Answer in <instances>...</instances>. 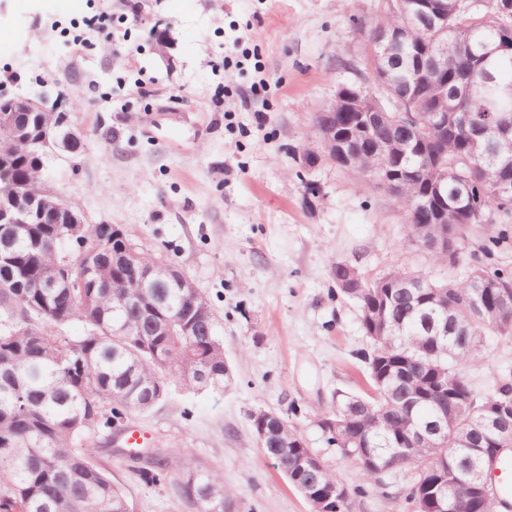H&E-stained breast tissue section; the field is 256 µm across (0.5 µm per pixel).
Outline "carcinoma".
Listing matches in <instances>:
<instances>
[{
    "mask_svg": "<svg viewBox=\"0 0 512 512\" xmlns=\"http://www.w3.org/2000/svg\"><path fill=\"white\" fill-rule=\"evenodd\" d=\"M438 14L443 24L434 27L431 17ZM352 22L368 28L373 74L384 76L395 99L412 91L403 111L420 113V122L378 123L364 133L359 113L342 111L338 101L336 111L314 115L318 150L305 153L314 164L330 158L325 135L333 129L353 132L362 152L350 165L334 160L336 166L377 191L382 175L407 182L392 196L406 221L404 244L450 267L465 261L468 274L460 281L426 278L411 293L400 287L409 270L352 281L341 264L333 265L336 296L358 305L370 340L359 356L372 389L370 396L345 398L329 415L348 418L347 446L337 451L353 463L372 457V465L359 467L366 480L392 470L409 472L403 497L411 512H434L442 493L448 497L443 512H497L502 492L484 497L469 477L493 464L475 452L486 439L481 418L495 404L512 407V371L487 396L474 391L466 371L483 362L485 337L512 340V302L499 303L501 293H512V271L489 262V248L469 249L467 231L477 222L512 224V198L494 191L501 176L512 177V169L503 171L488 158L486 143L463 131L445 140L432 136L426 113L442 98L457 103L461 91L475 122L492 123L502 114L512 118V52L479 55L485 45L512 47V0H406L371 24ZM53 124L59 137L70 139L68 149H76L79 137L62 113ZM45 154L38 145L13 153L8 173L0 171V203L8 187L17 194L43 189ZM441 181L450 191L459 182L470 187L466 200L448 204L443 215L461 242L453 259L425 246L439 228L430 223L424 202ZM87 239L99 246L89 260L82 251ZM1 251L11 261L0 264V512H135L105 466L93 460L92 435L153 408L167 397L172 381L186 391L224 389V342L210 302L193 283L162 277L119 304L115 295L133 282L132 271L154 265L156 258L110 224H26L13 238L0 235ZM79 275L83 287L70 285ZM186 307L193 309V324L185 333L176 321ZM439 319L448 321L451 340L435 335ZM73 321L83 324L82 335L56 336V329ZM438 378L445 391L463 395L461 405L448 409V441L406 454L408 430L438 413ZM462 436L471 447H455ZM262 450L295 487L343 485L328 468L299 470L297 459L311 450L280 416L268 420ZM133 472L146 483L169 487L197 512H224L233 500L223 473L198 466L184 450L148 454Z\"/></svg>",
    "mask_w": 512,
    "mask_h": 512,
    "instance_id": "cac0c4a2",
    "label": "carcinoma"
}]
</instances>
